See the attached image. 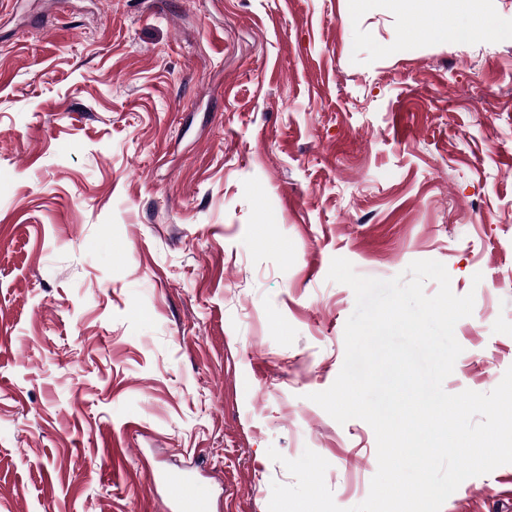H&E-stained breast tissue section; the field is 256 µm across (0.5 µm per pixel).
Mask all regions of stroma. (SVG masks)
<instances>
[{
  "label": "stroma",
  "instance_id": "obj_1",
  "mask_svg": "<svg viewBox=\"0 0 512 512\" xmlns=\"http://www.w3.org/2000/svg\"><path fill=\"white\" fill-rule=\"evenodd\" d=\"M336 257L474 293L446 392L512 367V0H0V512H167L161 472L268 512L271 447L362 502L373 429L309 399ZM511 502L506 464L441 512ZM431 29H433L435 35L444 38H448V34L452 37L460 38L461 34L468 30H477L481 34L493 33L495 30L494 24L490 19L482 18L480 16L473 17L467 27H453L448 31V22L447 20H444L443 22H435Z\"/></svg>",
  "mask_w": 512,
  "mask_h": 512
}]
</instances>
